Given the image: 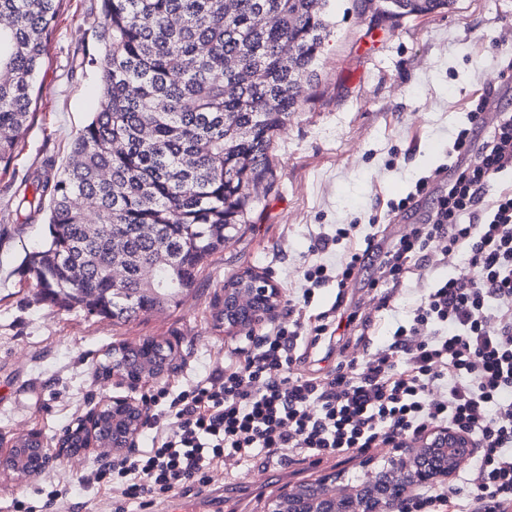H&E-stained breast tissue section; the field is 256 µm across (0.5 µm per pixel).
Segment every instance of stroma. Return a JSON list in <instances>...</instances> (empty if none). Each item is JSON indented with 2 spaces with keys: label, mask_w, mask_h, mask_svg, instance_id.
I'll return each instance as SVG.
<instances>
[{
  "label": "stroma",
  "mask_w": 512,
  "mask_h": 512,
  "mask_svg": "<svg viewBox=\"0 0 512 512\" xmlns=\"http://www.w3.org/2000/svg\"><path fill=\"white\" fill-rule=\"evenodd\" d=\"M381 0H332L333 27L317 76L303 85L296 111L278 134L272 155L277 180L249 224L212 255L192 291L176 305L129 321L90 317L42 302L16 268L44 233L43 217L24 223L12 206L22 180L47 157L64 161L97 103L95 70L86 58L96 48L99 0H61L48 58L35 84L34 119L20 152L0 168V439L40 433L55 444L103 394L143 398L171 385H189L219 373L249 337L268 328H227L215 320L227 281L245 273L267 276L278 290L298 293L314 261L336 264V250L311 252L337 225L359 222L362 234L388 241L418 223L424 206L393 213L416 182L439 167L479 95L492 112L512 111V83L492 59L512 53V0H453L427 15L391 18ZM375 267L355 272L345 299L371 324L361 340L326 355L309 350L305 372L329 370L337 359H366L393 313L378 307L370 282ZM146 339L171 343L174 368L130 391L102 372L109 349ZM387 455L373 448L353 457L323 460L309 470L305 456L259 458L247 469L224 466L201 492L186 496L198 512H265L269 488L307 483L329 474L359 480L382 468ZM95 454L62 458L34 478L0 471V512L33 499L45 483L58 484L59 512H112V496L93 482Z\"/></svg>",
  "instance_id": "35a3bbf8"
}]
</instances>
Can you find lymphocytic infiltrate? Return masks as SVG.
Masks as SVG:
<instances>
[{
  "mask_svg": "<svg viewBox=\"0 0 512 512\" xmlns=\"http://www.w3.org/2000/svg\"><path fill=\"white\" fill-rule=\"evenodd\" d=\"M473 100L448 173L415 185L430 205L420 223L387 248L359 244L344 224L318 250L341 246L336 266L313 263L287 323L240 348L218 376L151 395L150 448L100 465L119 512L168 493L205 487L226 463L316 459L386 447L397 436L454 426L480 445L464 481L420 489L414 512H512V113L487 115ZM376 264L372 287L389 305L409 280L420 287L405 321L361 367L316 377L297 368L306 330L332 340L356 321L341 303L313 312L315 290L346 288Z\"/></svg>",
  "mask_w": 512,
  "mask_h": 512,
  "instance_id": "1",
  "label": "lymphocytic infiltrate"
}]
</instances>
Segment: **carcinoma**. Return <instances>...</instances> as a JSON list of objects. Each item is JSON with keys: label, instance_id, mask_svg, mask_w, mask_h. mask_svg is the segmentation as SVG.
Instances as JSON below:
<instances>
[{"label": "carcinoma", "instance_id": "carcinoma-1", "mask_svg": "<svg viewBox=\"0 0 512 512\" xmlns=\"http://www.w3.org/2000/svg\"><path fill=\"white\" fill-rule=\"evenodd\" d=\"M425 15L451 0H391ZM60 0H0V166L17 156ZM87 60L97 111L69 159L45 162L15 211L49 201L46 241L18 273L43 300L127 321L189 292L276 180L273 139L316 76L330 0H101ZM125 270L112 282V266ZM129 372L165 370L172 346L107 352Z\"/></svg>", "mask_w": 512, "mask_h": 512}]
</instances>
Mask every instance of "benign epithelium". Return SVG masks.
Listing matches in <instances>:
<instances>
[{"instance_id": "benign-epithelium-1", "label": "benign epithelium", "mask_w": 512, "mask_h": 512, "mask_svg": "<svg viewBox=\"0 0 512 512\" xmlns=\"http://www.w3.org/2000/svg\"><path fill=\"white\" fill-rule=\"evenodd\" d=\"M278 288L269 279L257 275L250 288L224 289V309L231 311L242 305H252L248 321L234 322L224 315V323L231 327H252L271 318L278 308ZM112 374L122 376L117 367ZM124 377V376H122ZM161 374L144 371L126 376L124 380L132 389L143 383L157 380ZM112 411V454L120 455L132 448L148 414L143 401L131 395L103 396L101 403L79 418L76 427L70 428L58 440L57 446L47 445L37 433L25 437L39 448V470L4 458L0 462L8 471L31 478L51 462L67 454L73 433H78L82 447H101L98 428L104 412ZM389 466L379 472L368 471L359 483H344L335 475L326 476L318 486L301 484L284 487L267 504V512H408L411 492L415 488L433 487L445 481L479 452L478 443L467 433L452 426L429 428L412 438L394 439L390 442Z\"/></svg>"}]
</instances>
